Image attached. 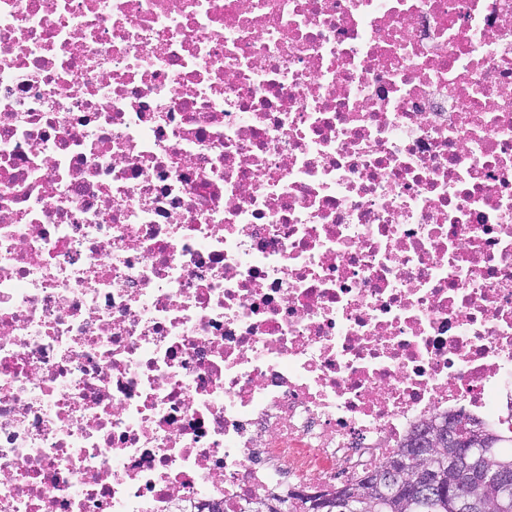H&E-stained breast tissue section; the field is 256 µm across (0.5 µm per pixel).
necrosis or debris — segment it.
I'll list each match as a JSON object with an SVG mask.
<instances>
[{
    "mask_svg": "<svg viewBox=\"0 0 512 512\" xmlns=\"http://www.w3.org/2000/svg\"><path fill=\"white\" fill-rule=\"evenodd\" d=\"M512 426V0H0V512H246Z\"/></svg>",
    "mask_w": 512,
    "mask_h": 512,
    "instance_id": "1",
    "label": "necrosis or debris"
}]
</instances>
